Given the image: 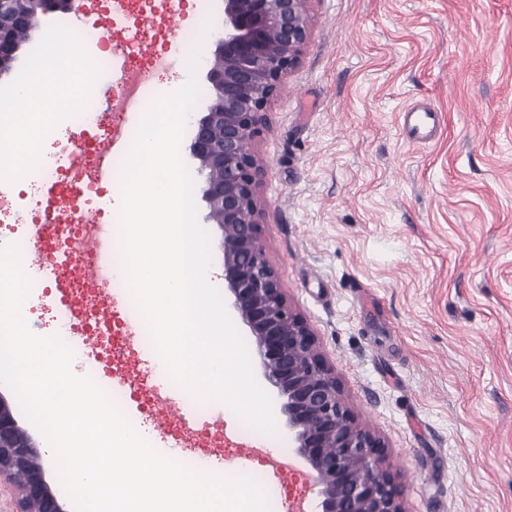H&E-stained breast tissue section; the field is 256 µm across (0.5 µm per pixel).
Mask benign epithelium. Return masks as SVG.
<instances>
[{"mask_svg": "<svg viewBox=\"0 0 512 512\" xmlns=\"http://www.w3.org/2000/svg\"><path fill=\"white\" fill-rule=\"evenodd\" d=\"M0 0V72L12 69L26 15ZM311 0H224V36L206 79L222 106L193 125L189 157L203 176L206 222L221 230L224 288L248 327L261 375L278 399L288 447L310 468L319 512H407L386 466L384 439L347 405L317 332L288 301L261 241L263 169L256 138L269 99L297 67L308 38ZM42 18L69 12L73 0H26ZM19 492L17 512H68L38 446L0 395V476Z\"/></svg>", "mask_w": 512, "mask_h": 512, "instance_id": "benign-epithelium-1", "label": "benign epithelium"}]
</instances>
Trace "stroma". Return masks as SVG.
<instances>
[{
  "label": "stroma",
  "instance_id": "stroma-1",
  "mask_svg": "<svg viewBox=\"0 0 512 512\" xmlns=\"http://www.w3.org/2000/svg\"><path fill=\"white\" fill-rule=\"evenodd\" d=\"M208 17L211 57L221 0H188L169 52ZM416 102L440 114L425 145L398 123ZM256 150L267 255L407 512H512V0H312ZM125 414L227 477L266 468L256 441L288 445L221 404L190 429ZM263 485L271 512L317 504L298 459Z\"/></svg>",
  "mask_w": 512,
  "mask_h": 512
}]
</instances>
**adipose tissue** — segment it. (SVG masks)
Listing matches in <instances>:
<instances>
[{
    "label": "adipose tissue",
    "mask_w": 512,
    "mask_h": 512,
    "mask_svg": "<svg viewBox=\"0 0 512 512\" xmlns=\"http://www.w3.org/2000/svg\"><path fill=\"white\" fill-rule=\"evenodd\" d=\"M70 31L52 32L37 45L29 56L23 73L8 94L0 95V131L14 128L19 104L42 102L59 63L68 56Z\"/></svg>",
    "instance_id": "adipose-tissue-1"
}]
</instances>
